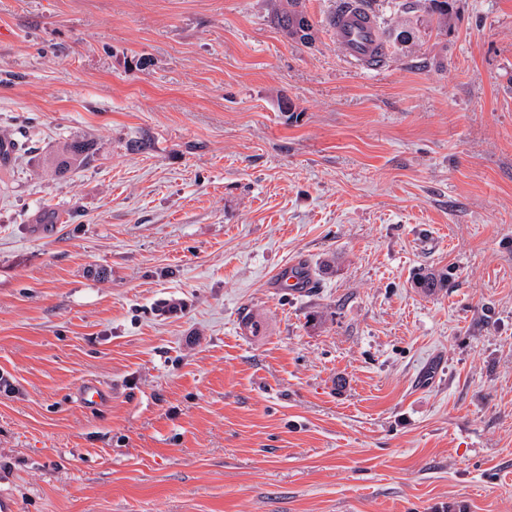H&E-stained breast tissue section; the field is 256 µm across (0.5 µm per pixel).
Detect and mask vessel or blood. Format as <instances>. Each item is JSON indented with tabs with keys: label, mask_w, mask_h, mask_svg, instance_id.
Instances as JSON below:
<instances>
[{
	"label": "vessel or blood",
	"mask_w": 512,
	"mask_h": 512,
	"mask_svg": "<svg viewBox=\"0 0 512 512\" xmlns=\"http://www.w3.org/2000/svg\"><path fill=\"white\" fill-rule=\"evenodd\" d=\"M335 32L341 49L356 65L369 71L382 69L389 55V46L374 12L357 0H338L335 10L326 19ZM277 290L300 294L313 288L315 281L308 272L283 266L273 275Z\"/></svg>",
	"instance_id": "obj_1"
}]
</instances>
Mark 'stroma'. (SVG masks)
<instances>
[{
    "label": "stroma",
    "instance_id": "stroma-1",
    "mask_svg": "<svg viewBox=\"0 0 512 512\" xmlns=\"http://www.w3.org/2000/svg\"><path fill=\"white\" fill-rule=\"evenodd\" d=\"M423 3L373 72L336 0H0L16 512H512V0ZM296 0H269V13L271 23H273L285 36L294 42L309 44L314 41H305L304 38L308 35L297 37V31L292 27V20L289 16L288 6H293ZM425 11L439 30L447 29L453 17L452 1L425 0ZM93 158V145L86 140H73L65 145L57 156L55 172L64 173L67 170L87 164ZM272 281L278 291L288 290L300 294L314 288V278L306 271H300L292 265L279 268L273 275Z\"/></svg>",
    "mask_w": 512,
    "mask_h": 512
}]
</instances>
